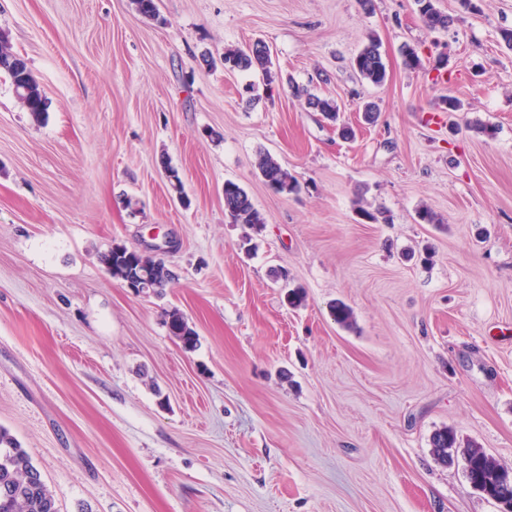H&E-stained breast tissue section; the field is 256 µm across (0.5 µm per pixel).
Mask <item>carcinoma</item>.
I'll list each match as a JSON object with an SVG mask.
<instances>
[{
	"label": "carcinoma",
	"instance_id": "cac0c4a2",
	"mask_svg": "<svg viewBox=\"0 0 512 512\" xmlns=\"http://www.w3.org/2000/svg\"><path fill=\"white\" fill-rule=\"evenodd\" d=\"M437 0H414L417 13L430 30H446L453 18L436 7ZM224 68L237 71H252L261 74L266 88H272L276 80L269 48L258 41L248 49H225ZM353 69L361 78L375 86H382L388 79L386 64L379 51L377 40L370 36L367 43L352 61ZM0 74L5 75L18 101L36 121L45 119L49 102L38 81L33 76L27 60L5 46L0 53ZM295 94L305 96L307 108L319 113L324 119L339 124L340 112L336 102L322 98L298 87ZM343 138L352 135V130L339 124ZM256 169L262 179L278 193H293L299 185L268 154L259 155ZM224 212L234 224H245L255 228L264 223L262 215L255 209L248 193L240 185L224 183ZM112 277L126 281L148 272L152 277L153 292L164 288L172 279V271L141 253L116 245L102 256ZM166 324L171 333L190 350L196 344V332L189 327L184 316L177 310L167 314ZM432 454L441 463L454 457L459 445L453 429L443 427L436 430L430 440ZM464 470L469 483L488 498L502 504L512 512V473L499 466L482 449L470 447L463 452ZM0 512H58L51 491L43 482L41 473L32 463L31 457L21 448L9 432L0 427Z\"/></svg>",
	"mask_w": 512,
	"mask_h": 512
}]
</instances>
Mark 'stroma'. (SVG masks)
Segmentation results:
<instances>
[{
	"label": "stroma",
	"mask_w": 512,
	"mask_h": 512,
	"mask_svg": "<svg viewBox=\"0 0 512 512\" xmlns=\"http://www.w3.org/2000/svg\"><path fill=\"white\" fill-rule=\"evenodd\" d=\"M156 4L151 19L133 0H0L50 101L35 124L0 75V427L59 512H502L430 438L453 428L512 469V0H438L445 31L413 0ZM371 35L380 87L351 67ZM257 40L283 80L253 101L261 75L219 59ZM261 151L299 192L258 177ZM228 180L264 218L251 243ZM115 245L174 280L134 295L100 261ZM437 0H414L417 13L430 30H447L453 18L436 7ZM293 88L297 96H305L307 108L311 112H319L324 119L337 125L340 119V112L335 101L309 93L307 90L300 89L299 87ZM166 324L171 333L176 336L185 349H192L196 344V332L189 327L184 316L177 310L167 314Z\"/></svg>",
	"instance_id": "stroma-1"
}]
</instances>
